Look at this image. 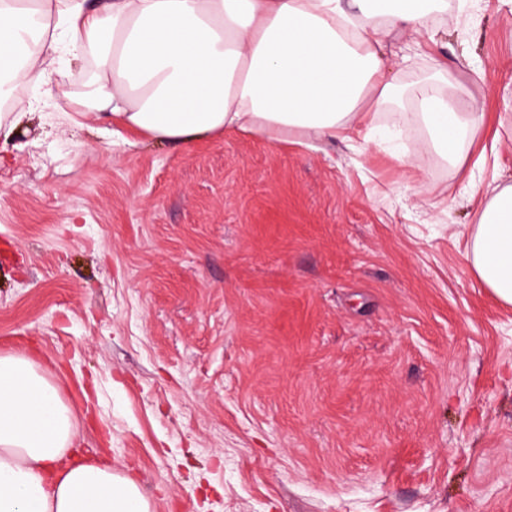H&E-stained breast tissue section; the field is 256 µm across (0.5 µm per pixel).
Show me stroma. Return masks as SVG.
<instances>
[{"mask_svg":"<svg viewBox=\"0 0 512 512\" xmlns=\"http://www.w3.org/2000/svg\"><path fill=\"white\" fill-rule=\"evenodd\" d=\"M484 115L465 180L381 107L310 150L114 144L83 75L0 152V354L154 512H512V307L466 259L512 182V4L448 0Z\"/></svg>","mask_w":512,"mask_h":512,"instance_id":"obj_1","label":"stroma"}]
</instances>
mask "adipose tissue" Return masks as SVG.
I'll use <instances>...</instances> for the list:
<instances>
[{
	"mask_svg": "<svg viewBox=\"0 0 512 512\" xmlns=\"http://www.w3.org/2000/svg\"><path fill=\"white\" fill-rule=\"evenodd\" d=\"M448 0H0V100L42 86L49 66L90 68L82 105L144 141L187 147L227 130L279 146L347 138L412 97L432 149L465 172L482 117L447 66L400 84L383 50L436 42ZM467 258L512 305V183L483 202ZM76 427L28 354L0 355V512H153L139 485L74 457Z\"/></svg>",
	"mask_w": 512,
	"mask_h": 512,
	"instance_id": "1",
	"label": "adipose tissue"
}]
</instances>
